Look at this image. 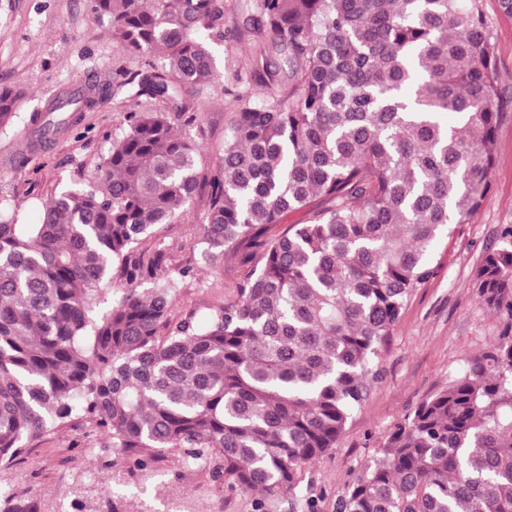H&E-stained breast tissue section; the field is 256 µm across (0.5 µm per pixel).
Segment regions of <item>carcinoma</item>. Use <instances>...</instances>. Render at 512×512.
Here are the masks:
<instances>
[{
    "label": "carcinoma",
    "mask_w": 512,
    "mask_h": 512,
    "mask_svg": "<svg viewBox=\"0 0 512 512\" xmlns=\"http://www.w3.org/2000/svg\"><path fill=\"white\" fill-rule=\"evenodd\" d=\"M247 8L262 65L224 84L236 115L203 174L178 125L217 78L225 0H91L144 62L113 74L127 126L97 184L52 199L38 224L0 217V467L47 429L89 422L114 448L210 467L257 494L256 512H317L298 474L363 404L433 244L483 205L504 111L483 0ZM19 100L0 89V128ZM91 103L66 94L30 121L58 130ZM198 192L208 260L233 250L248 266L204 323L171 317L191 269L143 245ZM307 207L306 223L266 234ZM502 239L473 287L511 323L394 426L337 512H512V227ZM0 503L38 512L25 490L0 488Z\"/></svg>",
    "instance_id": "obj_1"
}]
</instances>
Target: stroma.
Wrapping results in <instances>:
<instances>
[{
	"instance_id": "stroma-1",
	"label": "stroma",
	"mask_w": 512,
	"mask_h": 512,
	"mask_svg": "<svg viewBox=\"0 0 512 512\" xmlns=\"http://www.w3.org/2000/svg\"><path fill=\"white\" fill-rule=\"evenodd\" d=\"M496 46L500 91L509 107L495 135L496 164L482 207L468 223L441 235L430 252L433 277L414 288L380 353L381 378L350 419L334 448L303 469L301 493L315 496L318 512H336L338 500L372 463L393 426L423 399L445 387L467 357L493 343L507 319L485 309L472 285L486 248L512 226V19L496 0H483ZM253 37L228 33L213 54L218 72L231 76L252 62ZM140 58L113 42L107 22L95 21L90 0H0V88L21 95L13 123L0 130V209L19 223L36 224L42 206L62 191L98 179V165L124 126L122 94L79 113L47 144L36 141L30 118L59 94L111 81L115 70L138 71ZM234 119L221 88L202 93V109L179 125L208 170L224 149ZM205 200L195 197L174 223L157 228L173 264L190 266L176 290L173 316L207 319L231 298L247 269L234 253L210 264L203 231ZM25 463L0 469V487L32 490L38 512H107L114 499L152 512H254L256 496L213 482L208 469L182 465L177 452H116L90 425L51 428L30 443Z\"/></svg>"
}]
</instances>
